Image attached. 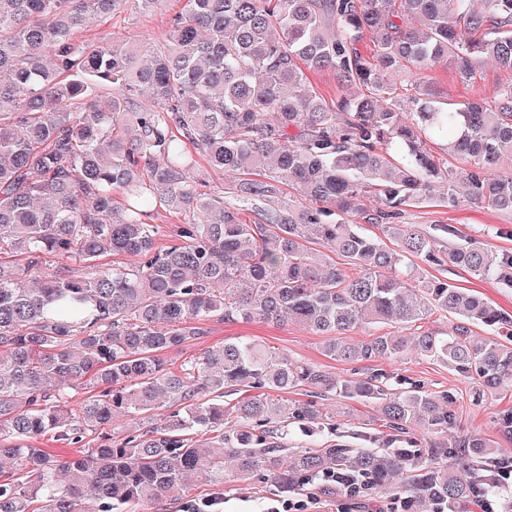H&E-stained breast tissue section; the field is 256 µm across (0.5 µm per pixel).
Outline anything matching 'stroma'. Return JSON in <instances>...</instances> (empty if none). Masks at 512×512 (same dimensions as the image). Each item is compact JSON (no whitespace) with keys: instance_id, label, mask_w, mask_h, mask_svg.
Instances as JSON below:
<instances>
[{"instance_id":"obj_1","label":"stroma","mask_w":512,"mask_h":512,"mask_svg":"<svg viewBox=\"0 0 512 512\" xmlns=\"http://www.w3.org/2000/svg\"><path fill=\"white\" fill-rule=\"evenodd\" d=\"M183 0H164L160 9L150 14L139 12L134 5H126L120 12L93 19L88 27L77 33V40L108 46L113 41L134 42L159 39L168 30L171 18L181 11ZM421 77L438 100L465 101L492 98L497 88L512 81V74L496 65L485 64L475 79L464 84L445 66L438 65L423 71ZM403 223L415 225L421 232H431L434 225L445 224L453 234L448 240H437V248L456 243L458 236L470 238L475 246L498 253H512V213L490 206L460 207L451 209L439 204L437 199L407 207ZM409 269L420 281L445 280L462 288L480 293L485 299L512 314V288L502 285L495 277H474L451 265H433L411 256ZM247 337L266 346L271 351L287 355L290 359L311 363L331 376L352 377L354 364L326 357L322 353V337L290 321L269 323L211 322L208 336L182 350L171 353L169 360L180 365L184 359L201 355L204 351L219 348L224 341ZM371 369L390 375H403L418 381L433 395H448L453 400L456 424L446 432L430 435L416 431L421 446L439 441L453 444L459 436L471 433L491 439L498 456H512V439L503 438L498 432L497 419L503 411L512 410V389L493 393L480 392L475 380L465 379L433 359L408 353L401 361L380 359L370 364ZM324 415L334 417L338 427L336 435L351 442L357 434L380 432L382 422L375 405L340 397H330L322 403ZM403 484L395 479L386 489L369 490L368 493L350 497L334 491H323L315 485H306L295 491L298 499L314 497L318 512H388L393 506ZM200 497L215 498L221 512H265L275 489L261 478L240 480L234 473H227L223 487L199 482L193 489Z\"/></svg>"}]
</instances>
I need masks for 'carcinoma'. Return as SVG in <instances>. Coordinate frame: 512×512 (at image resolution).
Wrapping results in <instances>:
<instances>
[{"mask_svg":"<svg viewBox=\"0 0 512 512\" xmlns=\"http://www.w3.org/2000/svg\"><path fill=\"white\" fill-rule=\"evenodd\" d=\"M127 2L0 0V512H169L200 480L223 485L226 463L285 495L330 474L385 488L404 473L407 502L473 512L509 462L476 434L414 448L413 430L455 424L452 402L425 386L391 392L375 370L333 378L244 337L177 369L166 354L208 335L209 321L286 317L335 360H397L412 347L489 392L512 378V343L473 335L511 324L503 310L446 281L421 287L405 268L410 254L512 285V255L469 242L439 251L436 236L399 223L437 183L450 208L512 212V81L463 103L420 83L401 95L394 82L442 64L466 83L487 59L512 73V0H185L157 43L75 39ZM322 70L343 90L331 103L309 80ZM433 144L470 170L445 165ZM192 149L238 178L242 198L267 202L264 223L224 206L193 172ZM281 184L318 206L280 202ZM156 207L182 217L167 246L146 222ZM432 310L458 318L452 332L402 333ZM371 324L396 331L346 341ZM300 384L375 405L385 450L288 453L291 427L335 431L313 400L264 397ZM244 387L255 394L224 405ZM91 435L99 443L73 456L39 447Z\"/></svg>","mask_w":512,"mask_h":512,"instance_id":"cac0c4a2","label":"carcinoma"}]
</instances>
